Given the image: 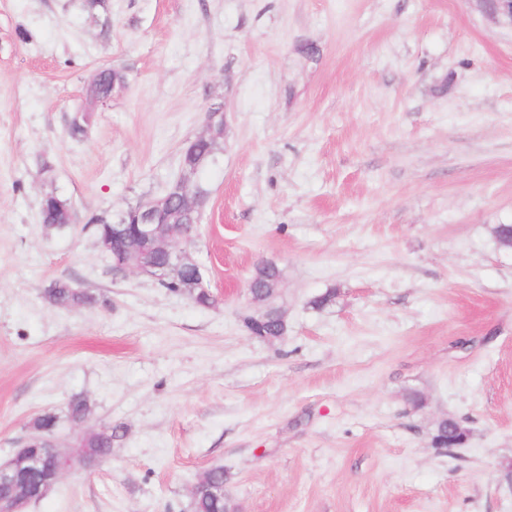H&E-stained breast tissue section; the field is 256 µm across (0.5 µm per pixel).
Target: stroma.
Masks as SVG:
<instances>
[{"label": "stroma", "mask_w": 512, "mask_h": 512, "mask_svg": "<svg viewBox=\"0 0 512 512\" xmlns=\"http://www.w3.org/2000/svg\"><path fill=\"white\" fill-rule=\"evenodd\" d=\"M105 66L126 82L86 107ZM219 105L201 307L113 275L88 222L163 195ZM501 224L512 30L469 0H0V460L46 412L68 448L117 429L27 512H190L217 466L238 512H512ZM262 260L283 274L274 342L244 324ZM57 278L99 304L51 305ZM445 418L463 446H432ZM50 195V198L41 202L42 223L55 229L65 228L70 223V206L57 195Z\"/></svg>", "instance_id": "stroma-1"}]
</instances>
